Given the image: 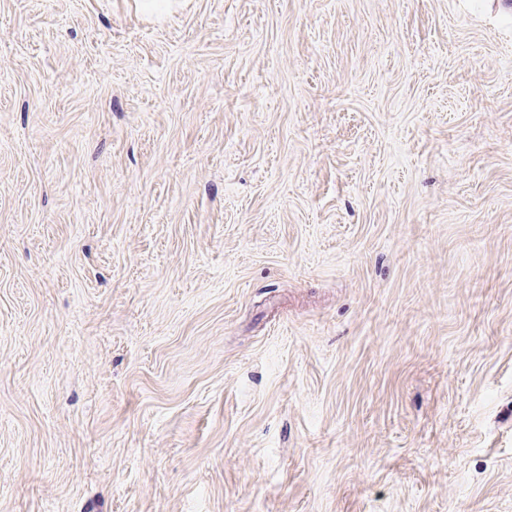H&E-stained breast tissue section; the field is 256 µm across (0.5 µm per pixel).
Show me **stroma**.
<instances>
[{
    "instance_id": "stroma-1",
    "label": "stroma",
    "mask_w": 512,
    "mask_h": 512,
    "mask_svg": "<svg viewBox=\"0 0 512 512\" xmlns=\"http://www.w3.org/2000/svg\"><path fill=\"white\" fill-rule=\"evenodd\" d=\"M0 512H512L505 0H0Z\"/></svg>"
}]
</instances>
